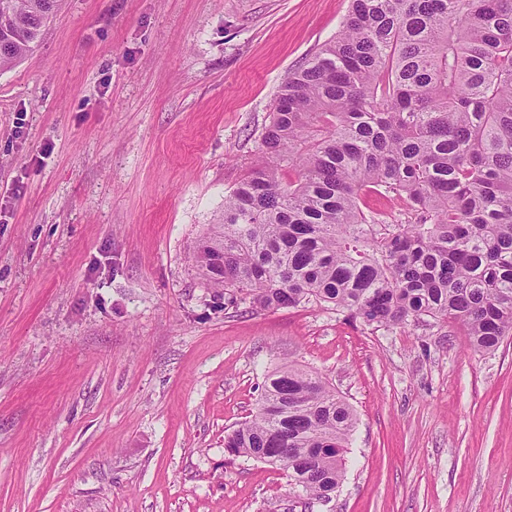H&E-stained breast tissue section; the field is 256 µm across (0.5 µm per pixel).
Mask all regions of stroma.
I'll return each mask as SVG.
<instances>
[{
    "mask_svg": "<svg viewBox=\"0 0 512 512\" xmlns=\"http://www.w3.org/2000/svg\"><path fill=\"white\" fill-rule=\"evenodd\" d=\"M350 0H61L0 72V512H512V337L225 308L190 245ZM290 363L355 411L304 503L224 436Z\"/></svg>",
    "mask_w": 512,
    "mask_h": 512,
    "instance_id": "obj_1",
    "label": "stroma"
}]
</instances>
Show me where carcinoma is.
<instances>
[{"instance_id":"carcinoma-1","label":"carcinoma","mask_w":512,"mask_h":512,"mask_svg":"<svg viewBox=\"0 0 512 512\" xmlns=\"http://www.w3.org/2000/svg\"><path fill=\"white\" fill-rule=\"evenodd\" d=\"M58 0H7L0 72ZM261 162L224 195L192 261L224 306L327 303L367 325L425 317L476 352L512 336V0H352L288 74ZM370 195L402 200L389 223ZM356 424L318 375L284 364L228 459L282 463L309 499L339 487Z\"/></svg>"}]
</instances>
